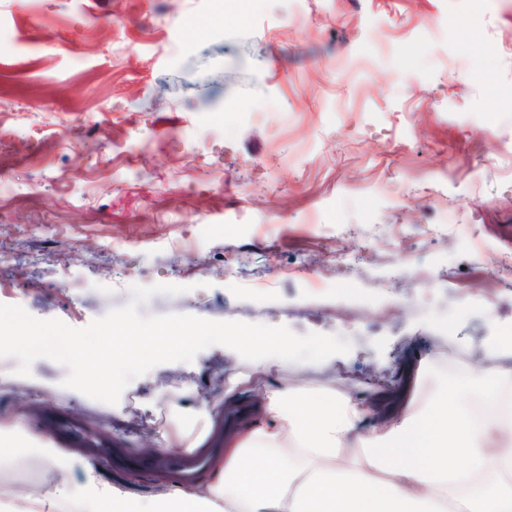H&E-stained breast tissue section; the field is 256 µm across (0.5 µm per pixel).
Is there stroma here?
I'll return each mask as SVG.
<instances>
[{
    "mask_svg": "<svg viewBox=\"0 0 512 512\" xmlns=\"http://www.w3.org/2000/svg\"><path fill=\"white\" fill-rule=\"evenodd\" d=\"M507 96L512 0H0V303L82 328L181 285L140 313L337 334L271 379L422 401L512 326ZM244 364L215 345L110 405L0 358V414L20 462L48 443L155 495L179 454L127 397L209 402Z\"/></svg>",
    "mask_w": 512,
    "mask_h": 512,
    "instance_id": "obj_1",
    "label": "stroma"
}]
</instances>
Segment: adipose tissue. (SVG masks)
<instances>
[{"instance_id":"obj_1","label":"adipose tissue","mask_w":512,"mask_h":512,"mask_svg":"<svg viewBox=\"0 0 512 512\" xmlns=\"http://www.w3.org/2000/svg\"><path fill=\"white\" fill-rule=\"evenodd\" d=\"M250 372L232 374L221 399L183 404L158 399L165 416L161 445L193 451L211 438L215 420L243 385L261 391L258 418L224 429V454L206 479L139 498L86 475L75 490L77 458L40 449L42 478L0 485L8 512H512V371L472 370L467 386L441 384L422 405L407 406L375 434L360 427L372 412L327 382L307 388L272 384L265 376L287 366L292 344L255 343Z\"/></svg>"}]
</instances>
